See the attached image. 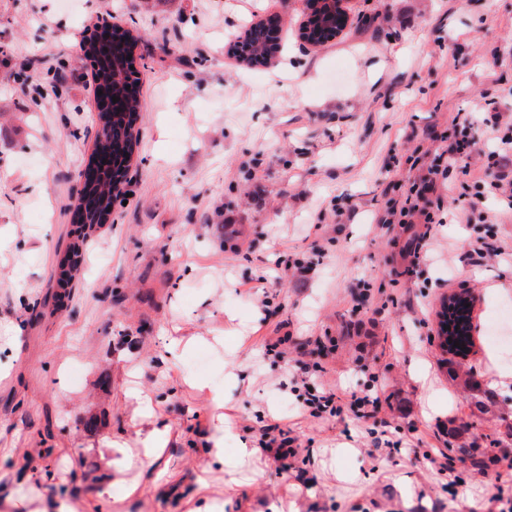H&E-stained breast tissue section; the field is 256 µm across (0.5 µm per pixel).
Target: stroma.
Wrapping results in <instances>:
<instances>
[{"label":"stroma","instance_id":"1","mask_svg":"<svg viewBox=\"0 0 512 512\" xmlns=\"http://www.w3.org/2000/svg\"><path fill=\"white\" fill-rule=\"evenodd\" d=\"M346 28L301 42L300 0H0V512H512L500 466L452 472L427 453L487 447L512 420V361L491 364L487 328L512 308V256L471 265V237L512 247V220L474 196L495 134L471 132L437 219L387 230L425 127L498 94L512 113V0H347ZM279 16L282 48L248 67L228 48ZM112 20L136 38L139 143L108 223L74 218L95 150L93 66L77 38ZM64 76L59 95L39 88ZM82 254L67 286L59 263ZM421 262L410 267L412 253ZM314 262L293 287L284 262ZM266 283H259V276ZM477 301L464 361L437 342L442 300ZM283 357L268 355L273 333ZM181 348H172V340ZM336 389L341 416H302L296 362ZM485 393L476 408L464 385ZM373 389L385 432L349 401ZM154 413H136L134 390ZM224 398L222 411L210 405ZM223 458L210 449L222 417ZM296 457L258 450L261 423ZM160 460L133 455L153 430ZM256 456L235 474L223 461Z\"/></svg>","mask_w":512,"mask_h":512}]
</instances>
